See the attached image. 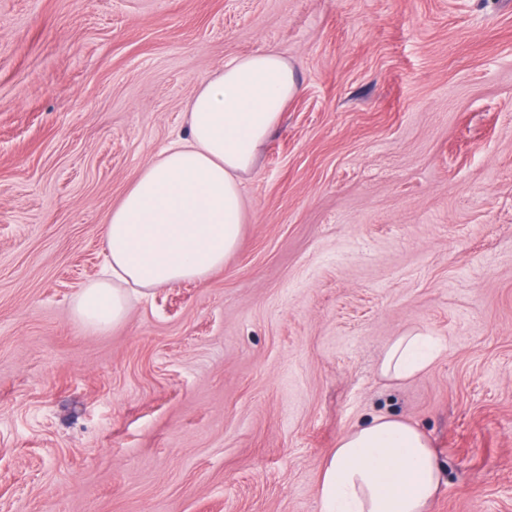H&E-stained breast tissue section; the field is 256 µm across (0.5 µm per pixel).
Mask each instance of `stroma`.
Masks as SVG:
<instances>
[{
    "instance_id": "stroma-1",
    "label": "stroma",
    "mask_w": 512,
    "mask_h": 512,
    "mask_svg": "<svg viewBox=\"0 0 512 512\" xmlns=\"http://www.w3.org/2000/svg\"><path fill=\"white\" fill-rule=\"evenodd\" d=\"M266 49L300 91L237 249L87 330L112 208ZM411 330L440 355L382 377ZM378 415L430 439V512H512V0H0V512H323Z\"/></svg>"
}]
</instances>
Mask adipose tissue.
<instances>
[{
  "mask_svg": "<svg viewBox=\"0 0 512 512\" xmlns=\"http://www.w3.org/2000/svg\"><path fill=\"white\" fill-rule=\"evenodd\" d=\"M299 91L276 50L242 55L202 80L187 104L186 131L139 170L103 227V276L73 299L85 327L125 321L132 289L202 281L236 250L245 220L244 178ZM428 333L394 337L379 364L403 381L439 356ZM441 468L427 437L380 415L340 438L320 483L323 512H429Z\"/></svg>",
  "mask_w": 512,
  "mask_h": 512,
  "instance_id": "adipose-tissue-1",
  "label": "adipose tissue"
}]
</instances>
